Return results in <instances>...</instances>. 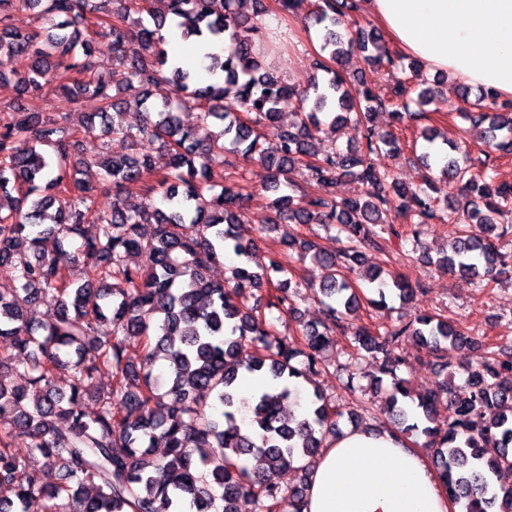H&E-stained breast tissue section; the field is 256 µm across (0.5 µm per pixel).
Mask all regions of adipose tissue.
<instances>
[{"instance_id": "obj_1", "label": "adipose tissue", "mask_w": 512, "mask_h": 512, "mask_svg": "<svg viewBox=\"0 0 512 512\" xmlns=\"http://www.w3.org/2000/svg\"><path fill=\"white\" fill-rule=\"evenodd\" d=\"M392 45L435 72L512 98V0H361ZM304 512H465L423 449L346 430L309 475Z\"/></svg>"}]
</instances>
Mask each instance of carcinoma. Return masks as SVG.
<instances>
[{"mask_svg":"<svg viewBox=\"0 0 512 512\" xmlns=\"http://www.w3.org/2000/svg\"><path fill=\"white\" fill-rule=\"evenodd\" d=\"M236 2L169 0L183 38L227 43L224 54L207 55V72L223 75V84L202 85L168 56L160 36L166 15L154 13L150 0H0V55L34 58L23 75L0 73V89L68 103L88 94L100 112L115 116L104 136L160 148L156 155L111 156L101 145L87 148L63 116L43 117L18 104L0 118V274L14 283L0 290V512H236L241 497L252 499L257 512H303L309 470L288 488L278 475L315 459L340 419L354 424L359 415L317 389L298 415L283 416L280 407L300 400L292 381L325 371L323 353L339 336L375 360L363 377L391 378L381 410L410 443L424 438L448 496L466 501L467 512H512V489L494 483L512 470V344L487 346L480 366L462 367L463 384L443 380L415 396L398 377L406 360L387 346L411 336L436 357L465 346L473 332L432 313L381 329H354L346 321L361 301L351 274L362 249L388 235L418 250L428 224L454 226L449 250L436 263L488 287L512 264V254L497 245L512 235V185L492 188L491 156L477 163L458 144L441 158L437 176L415 188L376 163L400 152L402 140L377 130L373 116L387 111L397 125L417 120L435 95L427 87L413 100L402 82L383 93L339 73L356 50L378 70L404 68L402 56L349 14L351 0H316L313 23L333 66L323 65L329 78L311 92L263 68L256 55L268 38L263 0H254L250 16ZM17 10L34 11L50 26L21 32L12 23ZM142 12L154 28H132L131 14ZM102 50L114 62L106 76L92 63ZM162 81L185 95L150 102ZM286 101L298 102L295 121L274 147L260 148L257 128L278 122ZM413 102L420 110L410 109ZM127 109L141 114L137 126L120 119ZM190 110L199 111L200 125H184L180 113ZM466 115L477 141L512 151V102L483 89ZM348 122L363 126V146H319L322 126ZM87 149L113 188L141 183L145 196L118 194L112 210H100L72 164L74 152ZM229 149L264 164L271 191L308 171L310 189L273 198L261 229L325 224L343 235L334 253L292 230L281 239L297 262L310 260L324 271L318 321L304 323L297 314L305 284L296 268L276 256L265 268H251L257 241L237 233L249 193L234 179L218 193L210 185L212 166L224 163ZM344 176L357 179L364 193L336 196ZM391 196L399 200L395 210ZM86 224L96 225L90 238L83 236ZM144 224L155 225L152 237L140 233ZM227 251L238 263L225 282H214L207 268ZM143 252L151 257L147 268L130 261ZM80 259L87 273L77 284L68 270ZM364 281L378 293L370 303L379 308L389 294L403 304L416 293L393 271L369 270ZM253 292L258 299L249 306L242 298ZM48 293L56 309L42 321L29 319L27 309ZM274 311L297 328L273 344ZM134 345L144 351L137 367L126 357ZM158 359L165 372L155 376ZM65 372L72 377L67 393L55 388ZM103 372L111 377L106 387L96 384ZM245 373H261L271 385L243 395L237 380ZM92 394L98 411L90 416L82 402ZM22 437L42 468L15 453ZM157 442L165 452L149 470L141 457ZM46 472L55 482L44 481Z\"/></svg>","mask_w":512,"mask_h":512,"instance_id":"obj_1","label":"carcinoma"}]
</instances>
